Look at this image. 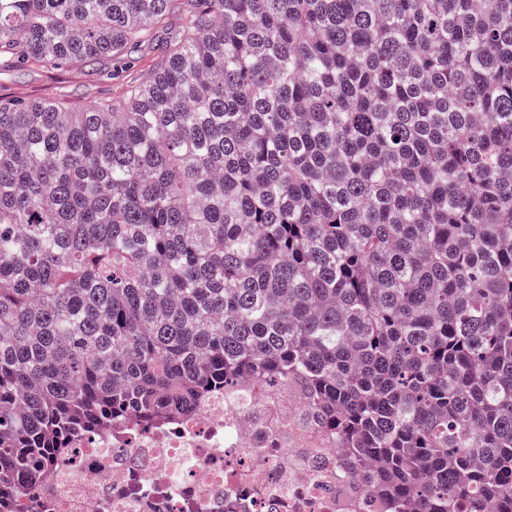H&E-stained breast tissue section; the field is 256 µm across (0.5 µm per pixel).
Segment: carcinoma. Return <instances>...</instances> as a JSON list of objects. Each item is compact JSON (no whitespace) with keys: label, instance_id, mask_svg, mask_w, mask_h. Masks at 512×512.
I'll list each match as a JSON object with an SVG mask.
<instances>
[{"label":"carcinoma","instance_id":"carcinoma-1","mask_svg":"<svg viewBox=\"0 0 512 512\" xmlns=\"http://www.w3.org/2000/svg\"><path fill=\"white\" fill-rule=\"evenodd\" d=\"M0 498L63 436L293 383L385 512H512V0H0ZM131 63L112 75L113 62L75 64L49 73L35 66H17L0 75V95L23 99H53L70 109H84L98 102L121 99L129 87L141 82L154 63L148 50L131 55Z\"/></svg>","mask_w":512,"mask_h":512}]
</instances>
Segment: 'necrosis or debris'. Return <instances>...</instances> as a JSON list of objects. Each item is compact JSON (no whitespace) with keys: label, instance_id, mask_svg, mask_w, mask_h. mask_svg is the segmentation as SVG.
I'll return each instance as SVG.
<instances>
[{"label":"necrosis or debris","instance_id":"1","mask_svg":"<svg viewBox=\"0 0 512 512\" xmlns=\"http://www.w3.org/2000/svg\"><path fill=\"white\" fill-rule=\"evenodd\" d=\"M49 466L9 512H378L301 398L259 383L215 391L190 415L65 437Z\"/></svg>","mask_w":512,"mask_h":512}]
</instances>
